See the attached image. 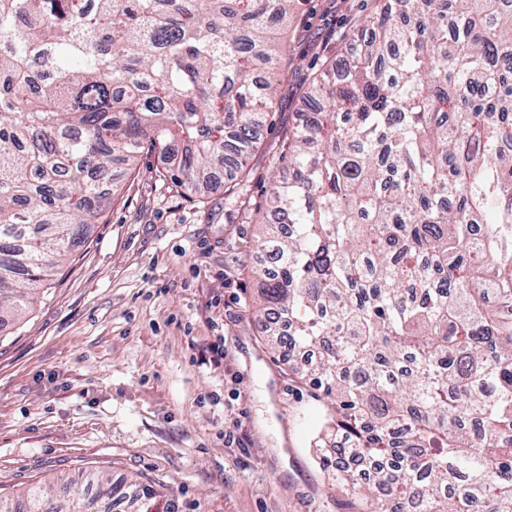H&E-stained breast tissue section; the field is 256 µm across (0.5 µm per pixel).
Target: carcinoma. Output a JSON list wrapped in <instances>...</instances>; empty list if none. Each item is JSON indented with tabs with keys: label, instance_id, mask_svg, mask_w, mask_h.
Instances as JSON below:
<instances>
[{
	"label": "carcinoma",
	"instance_id": "cac0c4a2",
	"mask_svg": "<svg viewBox=\"0 0 512 512\" xmlns=\"http://www.w3.org/2000/svg\"><path fill=\"white\" fill-rule=\"evenodd\" d=\"M301 0H0V318L34 303L88 226L118 162L173 158L203 195L259 144ZM325 109L282 155L269 205L297 225L260 269L273 346L334 399L332 481L366 512H512V9L503 0H375ZM484 225L479 240L472 226ZM102 512H171L98 472ZM48 492L0 512H52Z\"/></svg>",
	"mask_w": 512,
	"mask_h": 512
}]
</instances>
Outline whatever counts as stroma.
I'll list each match as a JSON object with an SVG mask.
<instances>
[{
	"mask_svg": "<svg viewBox=\"0 0 512 512\" xmlns=\"http://www.w3.org/2000/svg\"><path fill=\"white\" fill-rule=\"evenodd\" d=\"M371 5H300L277 106L247 160L253 209L310 110L307 83L344 57ZM138 166L134 180L113 168L104 222L0 327V496L99 470L166 485L175 512H360L311 446L328 400L267 342L255 271L268 229L225 196L223 171L198 199L159 179V154Z\"/></svg>",
	"mask_w": 512,
	"mask_h": 512,
	"instance_id": "1",
	"label": "stroma"
}]
</instances>
